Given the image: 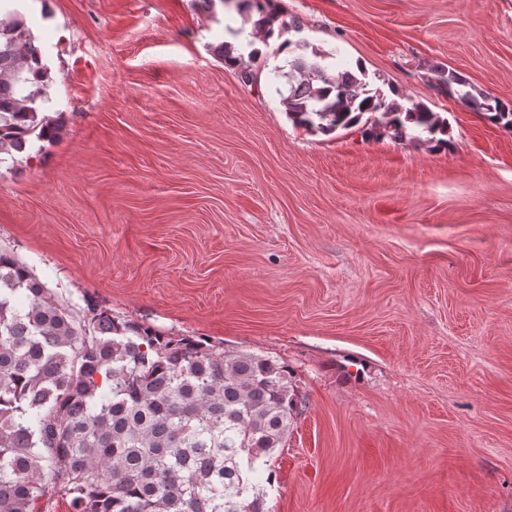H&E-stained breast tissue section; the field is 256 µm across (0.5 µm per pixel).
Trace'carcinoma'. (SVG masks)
Here are the masks:
<instances>
[{
  "label": "carcinoma",
  "mask_w": 512,
  "mask_h": 512,
  "mask_svg": "<svg viewBox=\"0 0 512 512\" xmlns=\"http://www.w3.org/2000/svg\"><path fill=\"white\" fill-rule=\"evenodd\" d=\"M273 0H239L274 35ZM0 0V156L29 155L59 126L46 115L48 69L19 9ZM317 52L288 62L292 122L331 134L442 143L448 121L406 105ZM448 96L512 129V106L476 97L451 70ZM298 406L270 357L164 336L106 310L75 315L14 254L0 250V512H36L51 489L75 512H269L271 459Z\"/></svg>",
  "instance_id": "obj_1"
}]
</instances>
